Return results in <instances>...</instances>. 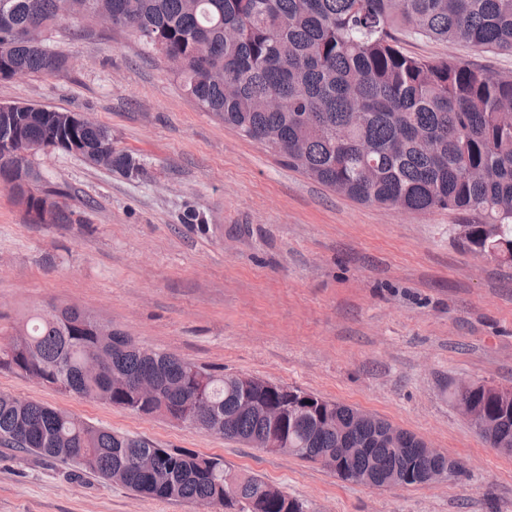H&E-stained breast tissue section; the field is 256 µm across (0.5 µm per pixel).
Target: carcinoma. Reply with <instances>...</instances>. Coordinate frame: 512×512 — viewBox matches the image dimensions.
<instances>
[{"instance_id": "carcinoma-1", "label": "carcinoma", "mask_w": 512, "mask_h": 512, "mask_svg": "<svg viewBox=\"0 0 512 512\" xmlns=\"http://www.w3.org/2000/svg\"><path fill=\"white\" fill-rule=\"evenodd\" d=\"M92 18L124 30L167 62L197 105L265 147L290 167L354 201L413 214L449 210L464 248L512 262V76L475 71L453 59L404 54L398 35L512 51V0H0V81L60 75L64 55L47 33L72 34ZM22 149L55 133L61 151L109 170L130 168L112 149V133L92 122L67 129L59 109L18 105ZM37 183L32 162L0 165V185ZM0 371L21 374L63 393L141 417L173 419L200 395L216 413L203 430L226 440L262 437L268 423L242 408L236 375L140 346L132 336L75 306L20 317L0 344ZM121 375L152 382L142 402ZM469 403L491 448L512 455V399L477 383ZM319 423L288 417L289 454L315 462L359 448L336 472L367 473L372 486L424 485L442 466L420 453L421 438L349 405L333 402ZM0 446L120 483L161 501L191 499L251 512L268 483L242 476L218 455L157 444L91 425L48 405L0 393ZM234 496L224 501V487ZM260 512H305L276 487Z\"/></svg>"}]
</instances>
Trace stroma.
Returning <instances> with one entry per match:
<instances>
[{
  "label": "stroma",
  "instance_id": "1",
  "mask_svg": "<svg viewBox=\"0 0 512 512\" xmlns=\"http://www.w3.org/2000/svg\"><path fill=\"white\" fill-rule=\"evenodd\" d=\"M50 46L61 76L0 81V104L86 114L128 173L55 151L33 159L68 224H34L0 185V326L77 305L143 347L217 372L297 386L381 417L463 461L426 486L368 487L161 417L0 371V392L94 425L224 457L308 512H512V456L452 397L462 380L512 388V263L463 249L454 212L356 203L202 111L125 32L83 22ZM404 52L512 75V52L403 39ZM0 512H209L157 501L71 464L0 447Z\"/></svg>",
  "mask_w": 512,
  "mask_h": 512
}]
</instances>
